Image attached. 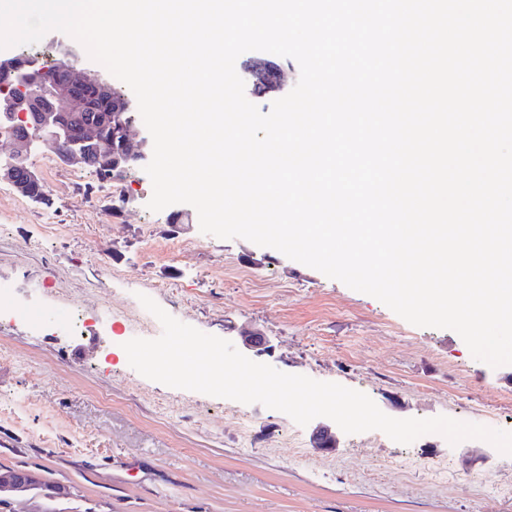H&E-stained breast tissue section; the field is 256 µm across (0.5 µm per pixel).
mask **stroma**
I'll use <instances>...</instances> for the list:
<instances>
[{"label":"stroma","instance_id":"35a3bbf8","mask_svg":"<svg viewBox=\"0 0 512 512\" xmlns=\"http://www.w3.org/2000/svg\"><path fill=\"white\" fill-rule=\"evenodd\" d=\"M46 202L0 183V466L68 488L61 512H512V455L488 442L408 445L338 433L335 447L259 404L145 378L123 349L162 331L140 303L242 347L251 360L367 394L394 418L512 432V365L473 358L458 333L410 324L376 298L279 251L202 233L195 209L148 210L143 168L112 180L43 148ZM88 319L89 332L62 327Z\"/></svg>","mask_w":512,"mask_h":512}]
</instances>
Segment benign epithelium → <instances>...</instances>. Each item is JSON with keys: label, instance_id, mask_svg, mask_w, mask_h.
I'll return each instance as SVG.
<instances>
[{"label": "benign epithelium", "instance_id": "benign-epithelium-1", "mask_svg": "<svg viewBox=\"0 0 512 512\" xmlns=\"http://www.w3.org/2000/svg\"><path fill=\"white\" fill-rule=\"evenodd\" d=\"M64 56V78L46 88L40 86V76L46 71L40 60L29 58L20 62L15 56H0V68L16 75L19 88L17 93L0 96V118L11 120L15 129L11 136L15 150L0 163V181L10 183L24 196L27 181L38 179L28 159L40 140L52 141L57 147V157L65 164H88L87 145L93 146L98 159L115 160L113 149L98 139L96 128L91 125L81 129L78 139L69 138V129L83 110V103L76 95L81 87L91 86L100 97L112 101V125L122 137L125 164L141 167L152 158L150 140L143 137L134 141L132 124L121 120L124 113L133 109L131 99L116 96L112 85L106 81L85 77L69 60L72 50H66ZM244 73L253 77L255 88L262 94L275 92L283 86L282 70L273 62L253 63ZM0 491L4 492L0 507L8 512H48L47 501L66 493L63 487L43 485L39 475L31 469H18L5 476L0 480Z\"/></svg>", "mask_w": 512, "mask_h": 512}]
</instances>
